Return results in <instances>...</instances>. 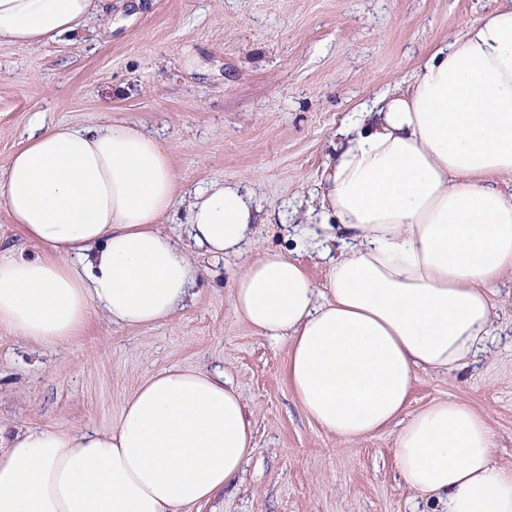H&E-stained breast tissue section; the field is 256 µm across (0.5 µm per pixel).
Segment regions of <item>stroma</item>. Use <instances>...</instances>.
Masks as SVG:
<instances>
[{"instance_id": "obj_1", "label": "stroma", "mask_w": 512, "mask_h": 512, "mask_svg": "<svg viewBox=\"0 0 512 512\" xmlns=\"http://www.w3.org/2000/svg\"><path fill=\"white\" fill-rule=\"evenodd\" d=\"M512 0H112L128 23L38 46L0 44V168L35 114L76 127L131 124L169 147L178 194L218 180L261 206L250 256L287 248L317 284L327 268L288 246L284 225L320 181L348 117L410 79L420 63ZM210 275L178 314L116 326L91 314L65 343L34 347L0 330V425L107 427L133 390L171 368L223 367L242 392L254 451L237 481L199 512H426L402 483L397 426L342 444L310 420L288 383V341L235 316L241 261L200 256ZM487 354L450 374L418 372L408 413L454 399L482 415L495 463L512 470V276L493 291Z\"/></svg>"}]
</instances>
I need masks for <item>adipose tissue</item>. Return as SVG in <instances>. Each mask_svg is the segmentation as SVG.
<instances>
[{
    "label": "adipose tissue",
    "instance_id": "1",
    "mask_svg": "<svg viewBox=\"0 0 512 512\" xmlns=\"http://www.w3.org/2000/svg\"><path fill=\"white\" fill-rule=\"evenodd\" d=\"M101 0H0V43L37 46L89 21ZM512 6L472 23L405 85L330 139L318 190L286 227L327 266L317 285L282 248L244 261L234 314L289 339L288 380L305 414L345 444L399 425L404 485L443 512H512V470L494 434L452 400L406 415L418 372L452 371L494 326L491 291L512 272ZM170 152L143 130L34 117L0 171V206L39 256L0 250V328L62 344L95 311L117 325L175 317L208 270L191 256L242 255L260 206L240 183L176 194ZM173 216L190 246L160 229ZM254 450L223 369L162 371L110 428L0 427V512H191L234 484Z\"/></svg>",
    "mask_w": 512,
    "mask_h": 512
}]
</instances>
